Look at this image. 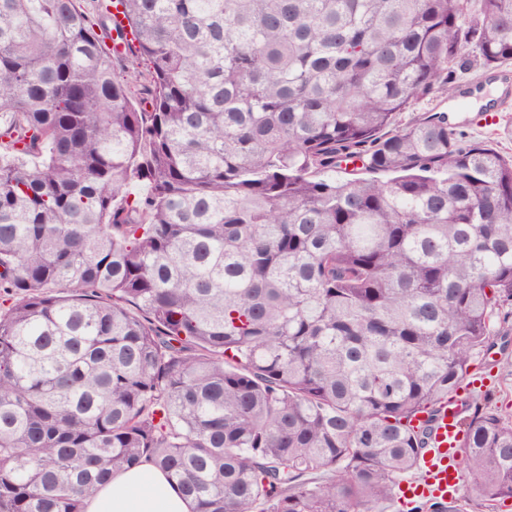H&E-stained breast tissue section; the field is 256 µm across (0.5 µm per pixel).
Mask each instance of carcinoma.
<instances>
[{
	"label": "carcinoma",
	"instance_id": "carcinoma-1",
	"mask_svg": "<svg viewBox=\"0 0 512 512\" xmlns=\"http://www.w3.org/2000/svg\"><path fill=\"white\" fill-rule=\"evenodd\" d=\"M76 2L0 0V512L145 460L192 512H385L450 399L470 496L413 512L512 499V414L459 394L512 157L402 119L512 66V0Z\"/></svg>",
	"mask_w": 512,
	"mask_h": 512
}]
</instances>
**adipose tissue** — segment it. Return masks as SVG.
Returning a JSON list of instances; mask_svg holds the SVG:
<instances>
[{
	"label": "adipose tissue",
	"mask_w": 512,
	"mask_h": 512,
	"mask_svg": "<svg viewBox=\"0 0 512 512\" xmlns=\"http://www.w3.org/2000/svg\"><path fill=\"white\" fill-rule=\"evenodd\" d=\"M84 512H192V505L162 471L144 462L116 473L86 500Z\"/></svg>",
	"instance_id": "adipose-tissue-1"
}]
</instances>
